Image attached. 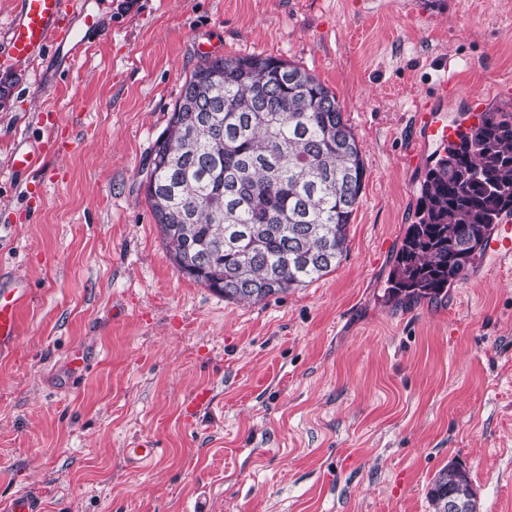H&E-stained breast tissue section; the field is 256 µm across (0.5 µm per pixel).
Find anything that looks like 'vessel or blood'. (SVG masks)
Returning a JSON list of instances; mask_svg holds the SVG:
<instances>
[{"label":"vessel or blood","instance_id":"obj_1","mask_svg":"<svg viewBox=\"0 0 512 512\" xmlns=\"http://www.w3.org/2000/svg\"><path fill=\"white\" fill-rule=\"evenodd\" d=\"M16 7L4 40L0 41V66L8 67L23 60L38 61L41 57L63 51L77 52L95 35L100 26L98 13L90 9L87 0H15ZM447 89L418 105L415 127L420 147L412 153L414 162L427 160L441 152L449 141L458 138L475 123L486 108L481 96L473 95L455 115H447L443 103ZM48 142L21 139L10 155L13 173L23 176L38 169L48 152ZM487 253L499 263L512 257V222L502 221L488 241ZM29 290L24 280L0 275V354L11 352L18 340V312L27 301ZM160 453L149 439H138L123 451L128 465L141 466Z\"/></svg>","mask_w":512,"mask_h":512}]
</instances>
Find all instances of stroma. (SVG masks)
<instances>
[{"label":"stroma","instance_id":"1","mask_svg":"<svg viewBox=\"0 0 512 512\" xmlns=\"http://www.w3.org/2000/svg\"><path fill=\"white\" fill-rule=\"evenodd\" d=\"M87 54L19 63L0 106V272L27 279L0 355V501L43 512H432L448 461L480 512H512V258L435 299L392 300L417 216L413 111H508L512 0H106ZM292 62L335 94L366 168L346 252L320 280L233 303L180 273L145 200L153 143L208 56ZM56 72L41 91L40 76ZM55 140L15 178L18 139ZM92 366L67 385V350ZM210 404L182 409L199 390ZM161 454L139 468L135 438ZM124 457L131 467H139L160 454V448L150 439H138L123 448Z\"/></svg>","mask_w":512,"mask_h":512}]
</instances>
